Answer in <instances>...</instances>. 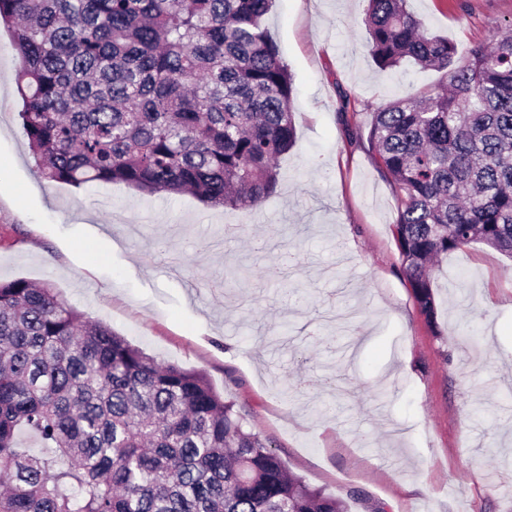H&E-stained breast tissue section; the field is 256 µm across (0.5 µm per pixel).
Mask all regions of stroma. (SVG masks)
Returning a JSON list of instances; mask_svg holds the SVG:
<instances>
[{
    "label": "stroma",
    "instance_id": "35a3bbf8",
    "mask_svg": "<svg viewBox=\"0 0 512 512\" xmlns=\"http://www.w3.org/2000/svg\"><path fill=\"white\" fill-rule=\"evenodd\" d=\"M408 5L461 58L512 24V0ZM366 8L276 0L268 14L296 141L253 209L39 178L1 25L0 280L50 283L158 361L203 372L290 473L349 512H512V259L481 243L450 254L436 324L420 314L368 135L374 109L444 75L380 70Z\"/></svg>",
    "mask_w": 512,
    "mask_h": 512
}]
</instances>
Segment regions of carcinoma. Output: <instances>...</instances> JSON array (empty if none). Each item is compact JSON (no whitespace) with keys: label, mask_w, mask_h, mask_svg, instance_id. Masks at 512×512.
Wrapping results in <instances>:
<instances>
[{"label":"carcinoma","mask_w":512,"mask_h":512,"mask_svg":"<svg viewBox=\"0 0 512 512\" xmlns=\"http://www.w3.org/2000/svg\"><path fill=\"white\" fill-rule=\"evenodd\" d=\"M367 49L445 74L373 112L394 233L421 313L433 265L471 243L512 258V29L460 63L408 0H367ZM273 0H0L22 128L44 179L189 192L247 208L296 135ZM40 442L33 454L19 439ZM0 512H348L288 474L205 374L158 362L59 298L0 281Z\"/></svg>","instance_id":"obj_1"}]
</instances>
